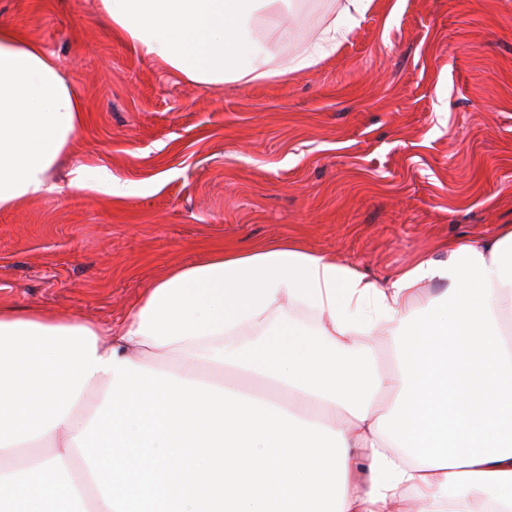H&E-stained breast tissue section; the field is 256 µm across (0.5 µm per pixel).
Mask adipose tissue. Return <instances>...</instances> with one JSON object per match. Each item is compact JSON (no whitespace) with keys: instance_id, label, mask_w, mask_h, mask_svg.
Segmentation results:
<instances>
[{"instance_id":"adipose-tissue-1","label":"adipose tissue","mask_w":512,"mask_h":512,"mask_svg":"<svg viewBox=\"0 0 512 512\" xmlns=\"http://www.w3.org/2000/svg\"><path fill=\"white\" fill-rule=\"evenodd\" d=\"M276 0H100L112 33L201 85L288 76L335 52L372 0H344L318 41L268 69L255 35ZM86 120L58 61L0 27V209L56 191L50 173ZM71 192L125 197L104 165H75ZM447 260L417 258L384 283L306 251L296 240L209 252L146 284L125 318L95 328L96 354L141 364L163 353L177 376L202 365L226 388L342 432L343 512H512V226L475 243L449 240ZM440 286L423 298L422 288ZM305 315L315 329L295 328ZM280 327H272L273 317ZM393 343V368L371 342ZM365 337L355 358L354 337ZM96 372L68 416L38 439L0 449V512H112L75 445L112 382ZM388 394L381 410L376 400Z\"/></svg>"}]
</instances>
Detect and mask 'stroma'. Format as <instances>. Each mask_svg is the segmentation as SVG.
Wrapping results in <instances>:
<instances>
[{"label": "stroma", "mask_w": 512, "mask_h": 512, "mask_svg": "<svg viewBox=\"0 0 512 512\" xmlns=\"http://www.w3.org/2000/svg\"><path fill=\"white\" fill-rule=\"evenodd\" d=\"M339 0H282L269 49L299 53ZM40 42L87 123L58 189L0 210V303L106 327L147 283L293 238L384 281L451 238L512 225V0H373L288 78L199 85L113 37L99 0H0ZM95 160L121 200L66 190Z\"/></svg>", "instance_id": "obj_1"}]
</instances>
